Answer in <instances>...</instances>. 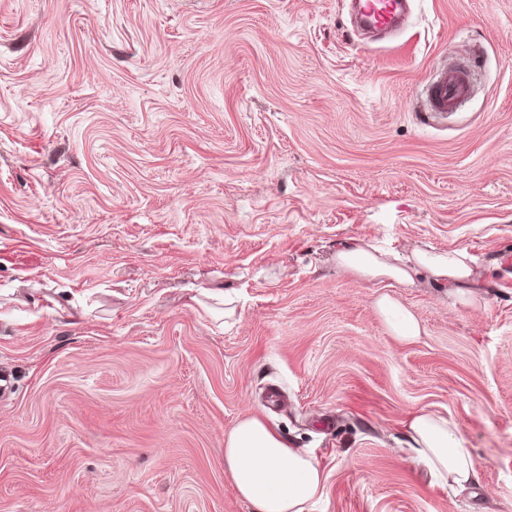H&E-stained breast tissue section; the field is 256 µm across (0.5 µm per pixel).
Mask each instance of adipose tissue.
Returning <instances> with one entry per match:
<instances>
[{
	"label": "adipose tissue",
	"mask_w": 512,
	"mask_h": 512,
	"mask_svg": "<svg viewBox=\"0 0 512 512\" xmlns=\"http://www.w3.org/2000/svg\"><path fill=\"white\" fill-rule=\"evenodd\" d=\"M479 257L472 248H413L402 254L370 240H355L336 253L342 271L367 281L413 285L424 277L446 287L454 300L471 295ZM375 309L391 335L401 341L420 337L416 316L392 294L377 297ZM410 450L439 484L463 491L478 482L473 451L456 424L440 413L419 410L405 423ZM224 468L237 495L253 512H308L326 489V466L310 452L289 447L275 427L255 416L239 419L224 433Z\"/></svg>",
	"instance_id": "adipose-tissue-1"
}]
</instances>
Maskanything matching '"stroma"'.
Segmentation results:
<instances>
[{
  "label": "stroma",
  "mask_w": 512,
  "mask_h": 512,
  "mask_svg": "<svg viewBox=\"0 0 512 512\" xmlns=\"http://www.w3.org/2000/svg\"><path fill=\"white\" fill-rule=\"evenodd\" d=\"M450 59L471 97L422 116ZM354 239L477 247L476 298L345 273ZM3 372L0 512H252L247 414L330 465L310 512H512V0L389 42L345 0H0ZM421 409L473 491L406 451ZM374 304L377 313L394 338L408 342L421 336L422 327L416 316L392 294L379 295ZM409 449L451 490L463 491L478 483L472 448L448 417L426 410L410 415L405 423Z\"/></svg>",
  "instance_id": "obj_1"
}]
</instances>
